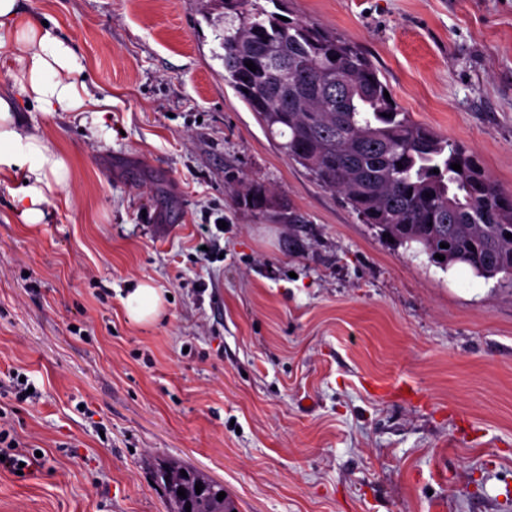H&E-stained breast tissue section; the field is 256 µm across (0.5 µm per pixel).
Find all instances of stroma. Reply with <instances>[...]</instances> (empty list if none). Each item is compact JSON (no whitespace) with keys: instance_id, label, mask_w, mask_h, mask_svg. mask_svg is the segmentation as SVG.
<instances>
[{"instance_id":"35a3bbf8","label":"stroma","mask_w":512,"mask_h":512,"mask_svg":"<svg viewBox=\"0 0 512 512\" xmlns=\"http://www.w3.org/2000/svg\"><path fill=\"white\" fill-rule=\"evenodd\" d=\"M21 4L82 57L113 133L21 110L72 174L42 224L0 183V427L42 454L0 470V512H168L162 459L234 512H512V284L388 242L289 161L224 82L213 0ZM278 5L512 190V0ZM141 282L170 300L135 324Z\"/></svg>"}]
</instances>
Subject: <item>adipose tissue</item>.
<instances>
[{
    "label": "adipose tissue",
    "instance_id": "ef3b65f1",
    "mask_svg": "<svg viewBox=\"0 0 512 512\" xmlns=\"http://www.w3.org/2000/svg\"><path fill=\"white\" fill-rule=\"evenodd\" d=\"M0 55L8 59L7 85L0 86V182H12L14 210L21 223H43L54 201L68 198L71 166L66 156L37 128L26 126L19 111L88 112L102 136H110L101 101L79 84L83 66L55 27L22 11L19 0H0ZM165 300L158 288L138 283L123 297L128 319L156 321Z\"/></svg>",
    "mask_w": 512,
    "mask_h": 512
}]
</instances>
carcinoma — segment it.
Wrapping results in <instances>:
<instances>
[{"instance_id":"1","label":"carcinoma","mask_w":512,"mask_h":512,"mask_svg":"<svg viewBox=\"0 0 512 512\" xmlns=\"http://www.w3.org/2000/svg\"><path fill=\"white\" fill-rule=\"evenodd\" d=\"M220 4L224 83L270 135L284 138L288 159L340 194L363 223L422 247L438 267L512 281V192L473 152L384 97L388 86L351 43L306 21H283L257 0ZM152 477L170 512H233L218 500L224 485L191 467L163 461Z\"/></svg>"}]
</instances>
